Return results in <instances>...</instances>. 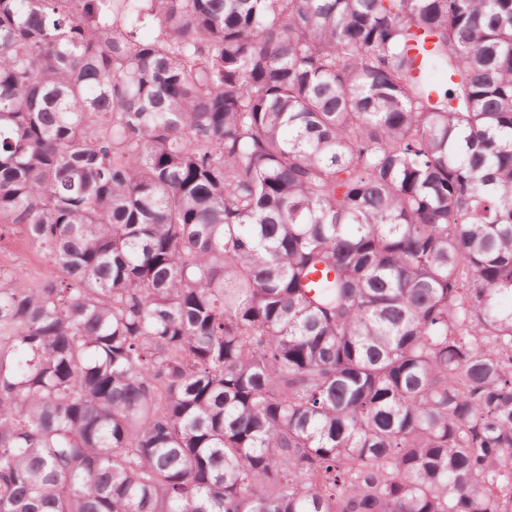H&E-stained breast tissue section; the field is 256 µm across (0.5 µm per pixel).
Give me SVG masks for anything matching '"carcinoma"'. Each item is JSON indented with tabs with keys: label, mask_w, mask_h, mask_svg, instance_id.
Masks as SVG:
<instances>
[{
	"label": "carcinoma",
	"mask_w": 512,
	"mask_h": 512,
	"mask_svg": "<svg viewBox=\"0 0 512 512\" xmlns=\"http://www.w3.org/2000/svg\"><path fill=\"white\" fill-rule=\"evenodd\" d=\"M14 234L0 512H512V0H0ZM0 258L15 265L24 278L39 276L52 265L48 255L18 235L5 237L0 242Z\"/></svg>",
	"instance_id": "carcinoma-1"
}]
</instances>
